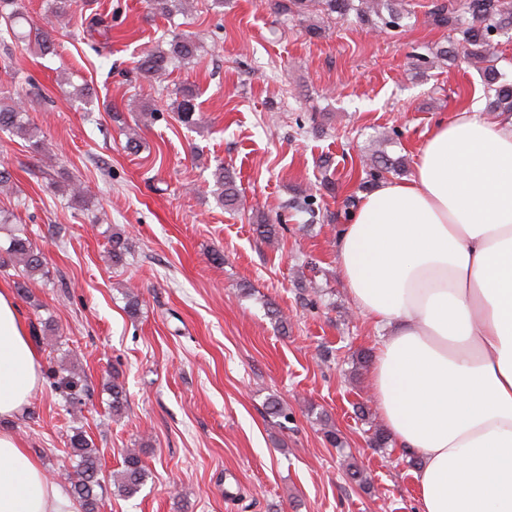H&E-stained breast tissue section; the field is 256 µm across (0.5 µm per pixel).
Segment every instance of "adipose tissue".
<instances>
[{
  "mask_svg": "<svg viewBox=\"0 0 512 512\" xmlns=\"http://www.w3.org/2000/svg\"><path fill=\"white\" fill-rule=\"evenodd\" d=\"M336 263L382 334L373 401L396 446L421 458L419 512H512V119L465 108L438 124L411 179L362 195ZM40 369L0 287V419L27 411ZM0 512H76L2 430Z\"/></svg>",
  "mask_w": 512,
  "mask_h": 512,
  "instance_id": "ef3b65f1",
  "label": "adipose tissue"
}]
</instances>
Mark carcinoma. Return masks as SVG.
<instances>
[{
    "label": "carcinoma",
    "mask_w": 512,
    "mask_h": 512,
    "mask_svg": "<svg viewBox=\"0 0 512 512\" xmlns=\"http://www.w3.org/2000/svg\"><path fill=\"white\" fill-rule=\"evenodd\" d=\"M150 14L154 16H169L183 11L181 0H149ZM383 0H359L354 5L353 0H287L278 5L281 11L293 17H303L311 9H316L327 16H344L355 11L357 18L364 24L374 23L378 18L388 28L400 26L401 2L403 0H388L386 9L388 17L380 15ZM461 9L470 15V21L459 30L460 38L456 42L442 47L432 55L415 56V66H433L448 56L459 54L481 72L486 93L487 109L491 112H512V83L501 81L500 73L495 65L492 48V37L512 31V0H462ZM0 18L3 19L7 30L11 31L17 41H34L44 55L57 54L52 33L46 28L34 26L26 15L22 0H0ZM424 23L435 27H454L456 18L449 15L448 8L438 5L425 15ZM200 46L195 37L186 32L176 33L167 41V47L153 46L147 49L136 61V73L161 81L170 75V68L180 62H189L198 56ZM6 88L0 91V131L16 136L28 143V147L38 153L43 148V140L39 128L32 123L26 108L11 94L9 87L19 83L22 71L12 63L3 66ZM180 100L177 101L176 111L178 120L186 127L197 126L201 123L197 113L195 100L197 92L191 87L180 90ZM364 171L371 181H380L390 174L399 171V162L390 160L377 153L371 154L363 161ZM215 190L222 205L233 208L240 202V196L231 173L219 165L214 171ZM69 201L77 203L83 209H88L90 196L81 188L77 180H70ZM0 230L7 233L9 245L5 249V258L0 260V269L10 266L21 267L20 277L16 282L18 294L28 297L26 281L48 276L46 257L43 251L32 241L27 225L14 224L0 210ZM128 252V243L117 234L111 237L109 257L112 263L119 264ZM52 387L59 392L64 402L75 409L83 404L87 385L80 373L63 365L50 375ZM111 392L112 415L118 417L125 413L128 400L123 384L114 381L109 386ZM69 447L76 460L77 477L72 483L71 493L81 508V512H99L102 489V477L95 448L83 431L75 429L69 435ZM147 477L142 458L136 450L126 452L122 469L113 476L112 485L115 493L123 497L137 494L144 485Z\"/></svg>",
    "instance_id": "obj_1"
}]
</instances>
